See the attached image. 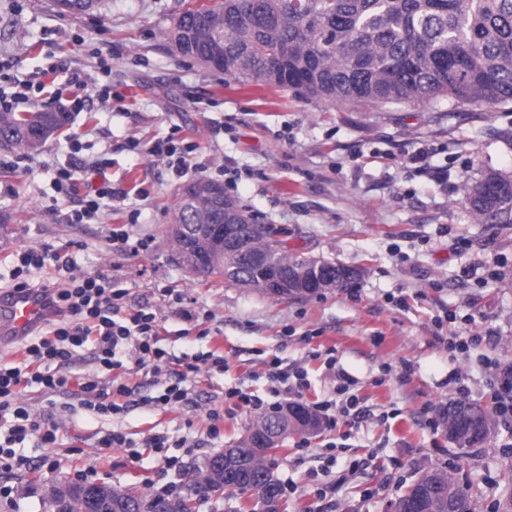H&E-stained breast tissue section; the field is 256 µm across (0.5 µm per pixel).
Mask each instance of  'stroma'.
I'll list each match as a JSON object with an SVG mask.
<instances>
[{
	"mask_svg": "<svg viewBox=\"0 0 512 512\" xmlns=\"http://www.w3.org/2000/svg\"><path fill=\"white\" fill-rule=\"evenodd\" d=\"M188 2L100 0L93 14L73 17L54 0H0V63L10 78L34 82L46 107L64 111L73 97L68 73L86 81L83 110L42 152L0 147V156L18 161L0 169V289L10 285L17 250L49 243L81 272L118 277L131 302L159 286L182 293L213 333L187 329L159 299L163 346L188 360L218 350L227 361L223 373L190 374L192 406L166 411L143 407L159 389L144 370L125 376L135 402L111 417L82 408L78 396L51 400L28 389L26 400L54 423L58 441L46 450L29 438L20 452L30 469H0V487L11 491L0 497V512H54L46 486L73 481L78 470L146 498L167 483L181 489L187 470L231 446L255 416L229 410L225 391L273 402L266 363L276 357L282 370L306 373L301 403L336 400L324 360L330 350L336 368L354 379L363 412L284 441L273 471L288 487L289 512H318L319 487L337 512H394L406 487L435 468L459 469L470 480L473 512H512V455L500 451L512 442V419L496 418L489 445L465 455L429 424L438 405L458 397L449 376L490 409L498 396L494 366L512 365V226L476 223L464 195L487 170L512 175V105L373 112L316 103L291 88L244 86L170 50L163 33ZM171 135L194 147L191 176L220 180L259 223L284 228L290 252L360 268L363 276L288 299L220 278L201 281L167 234L182 180L145 152ZM421 148L445 178L406 164ZM63 166L76 169L79 181L75 194L57 202L52 178ZM105 182L124 198L104 200L100 223H69L85 195ZM125 223L132 237L150 240L148 251L113 248L111 229ZM446 312L455 323L436 328ZM468 317L482 342L463 354L449 351L436 332L450 334ZM211 408L224 412L216 438ZM113 431L138 442L165 433L199 448L192 456L172 449L184 466L169 471L147 448L136 460L113 448L99 461L98 442ZM47 455L57 462L50 473L38 468Z\"/></svg>",
	"mask_w": 512,
	"mask_h": 512,
	"instance_id": "1",
	"label": "stroma"
}]
</instances>
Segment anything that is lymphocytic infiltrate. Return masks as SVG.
<instances>
[{
    "label": "lymphocytic infiltrate",
    "mask_w": 512,
    "mask_h": 512,
    "mask_svg": "<svg viewBox=\"0 0 512 512\" xmlns=\"http://www.w3.org/2000/svg\"><path fill=\"white\" fill-rule=\"evenodd\" d=\"M59 264L60 281L45 283L60 318L45 334L32 336L23 346L22 363L0 362V428L6 435L0 441V469L27 468L26 459L13 451L15 444L37 437L45 448L57 442V428L33 413L24 397L26 389L36 386L54 395L76 393L83 405L98 415H116L123 411V398L129 389L122 384H102L99 380L63 371L75 349L91 345L94 359L103 370L112 372L133 360L136 368L160 372L172 362L170 353L160 345L162 319L151 302L129 307L130 292L109 274L85 275L60 260L54 246L28 248L17 252L16 264L9 275L13 287H32L31 273L47 261ZM223 371L224 356L211 351L186 363L184 370L165 380L147 406L166 410L188 400L184 381L200 368Z\"/></svg>",
    "instance_id": "lymphocytic-infiltrate-1"
}]
</instances>
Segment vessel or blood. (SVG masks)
I'll use <instances>...</instances> for the list:
<instances>
[{
    "label": "vessel or blood",
    "mask_w": 512,
    "mask_h": 512,
    "mask_svg": "<svg viewBox=\"0 0 512 512\" xmlns=\"http://www.w3.org/2000/svg\"><path fill=\"white\" fill-rule=\"evenodd\" d=\"M55 315L54 307L41 290H0V345L22 340Z\"/></svg>",
    "instance_id": "obj_1"
}]
</instances>
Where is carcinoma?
Segmentation results:
<instances>
[{
  "instance_id": "carcinoma-1",
  "label": "carcinoma",
  "mask_w": 512,
  "mask_h": 512,
  "mask_svg": "<svg viewBox=\"0 0 512 512\" xmlns=\"http://www.w3.org/2000/svg\"><path fill=\"white\" fill-rule=\"evenodd\" d=\"M178 34V55L203 61L220 42L228 78L240 84L295 88L307 98L328 104L369 108L427 104L442 111L512 103V0H206L176 16L165 30L167 43ZM67 112L37 109L0 112V146L25 153L41 150L69 125ZM473 215L495 224H512V176L484 172L467 187ZM239 213L238 245L246 253L224 251L206 233L183 237L167 233L182 262L194 273L221 277L227 283L265 296L268 267L283 272L309 266L310 257L288 252L283 229L252 223ZM182 224H222L224 206L203 199L189 210L178 202ZM234 263L229 274L224 267ZM332 281L295 297L343 288L349 268L324 261ZM448 439L460 449L482 446L494 431L492 415L477 403L450 402L437 408ZM249 424L230 451L234 467L215 466L209 457L187 473L196 486V502L183 494L155 496L148 503L131 489L109 484L54 482L48 499L55 512H196V503L217 497L254 499L252 512H284V491L272 470L270 447H259ZM423 512H470L469 487L458 470L421 473L395 504L402 512L419 494Z\"/></svg>"
}]
</instances>
